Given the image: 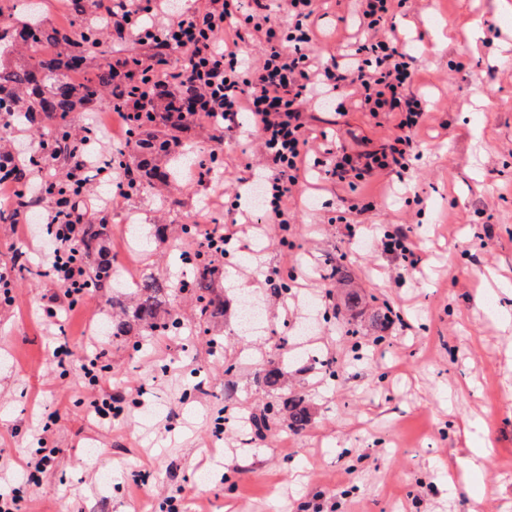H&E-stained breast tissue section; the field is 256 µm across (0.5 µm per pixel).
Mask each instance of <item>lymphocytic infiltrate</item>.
Wrapping results in <instances>:
<instances>
[{
  "mask_svg": "<svg viewBox=\"0 0 512 512\" xmlns=\"http://www.w3.org/2000/svg\"><path fill=\"white\" fill-rule=\"evenodd\" d=\"M355 22L366 36L344 53L321 65L307 25L315 0H288L292 24L281 30L271 20L269 0H210L208 6L182 13L176 21L130 31L136 14H149L155 0H97L99 11L112 19L116 41L135 36L163 53L183 50L185 67L167 79L179 95L191 96L189 120L212 129H237L241 114H250L258 132L259 168L270 170V210L274 221L312 167H323L327 179L351 183L386 170L406 169L426 104L411 87L418 74L413 56L386 23L396 0H357ZM265 41L259 60L243 57L249 34ZM153 65L121 66L118 79L132 92L119 117L126 126L143 127L155 113L144 111L137 87L153 82ZM335 103L337 113L356 107L372 116L393 120L395 132L379 148L357 154L315 143L309 134L306 110L313 96ZM84 214L74 204L56 203L50 215L49 271L67 300L68 309L87 306L82 267L74 257Z\"/></svg>",
  "mask_w": 512,
  "mask_h": 512,
  "instance_id": "1",
  "label": "lymphocytic infiltrate"
}]
</instances>
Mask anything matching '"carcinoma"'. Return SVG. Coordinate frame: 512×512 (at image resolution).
Returning a JSON list of instances; mask_svg holds the SVG:
<instances>
[{
  "instance_id": "cac0c4a2",
  "label": "carcinoma",
  "mask_w": 512,
  "mask_h": 512,
  "mask_svg": "<svg viewBox=\"0 0 512 512\" xmlns=\"http://www.w3.org/2000/svg\"><path fill=\"white\" fill-rule=\"evenodd\" d=\"M22 6L20 0H3L0 3V56L10 52L16 44L25 47L24 62L15 66L0 63V126L14 129L15 121L22 118L48 144L51 160L62 166L73 167L85 150L84 144H75L69 130L70 112L76 105L100 101L112 109L123 107L127 89L118 85L112 63V32L110 23L102 17L83 20V31L76 35L65 23L50 30L40 20L29 21L19 28L14 27V12ZM99 48L98 61L93 75L75 83L67 72L80 68L86 61L81 47ZM188 123L162 116L161 127L152 132V140L138 133L127 138L119 161L128 166L135 189L139 190L155 182L167 183L178 177L172 168H161L144 157L147 150L166 154L176 143L179 133ZM102 224L94 213L86 217L84 232L80 239V255L89 288L112 287V272L100 264L99 239ZM216 251H198L188 257L193 265L194 277L182 287L193 288L195 300V335L208 332L206 325L211 319L224 314L227 301L216 292L214 271ZM171 285L164 279L150 275L142 278L128 303L110 318L109 331L118 340L135 330L151 333H173L180 325L178 314L172 309L162 308L164 295H169ZM288 374V363L272 364L257 375V382L269 391L281 388ZM284 413L288 428L299 432L311 422V412L305 399L293 395L275 404H269L254 415L251 424L257 437L263 438L279 425V413Z\"/></svg>"
}]
</instances>
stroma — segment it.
Listing matches in <instances>:
<instances>
[{"label": "stroma", "instance_id": "stroma-1", "mask_svg": "<svg viewBox=\"0 0 512 512\" xmlns=\"http://www.w3.org/2000/svg\"><path fill=\"white\" fill-rule=\"evenodd\" d=\"M354 7L321 0L311 23L322 61L356 36ZM472 17L482 21L476 39L464 30ZM393 22L417 60L412 91L431 109L404 174L353 190L310 173L288 200V225L267 223L265 211L239 205L255 162L247 118L225 134L210 176L180 175L102 213L100 246L116 252L115 266L174 282L185 276L174 254L192 250L182 221L199 214L235 225L216 280L230 301L260 299L264 320L254 330L241 331L230 309L212 323V340L190 348L167 334L143 349L132 336L116 343L88 332L108 310V288L54 324L44 308L61 288L44 275L41 243L54 202L41 200L33 243L11 210L0 211V268L15 277L12 300L0 296V491L16 494L25 512H151L170 496L177 512H224L230 502L237 512H301L307 501L323 512H472L484 479L463 485L460 470L488 440L483 470L500 491L485 512H512V328L497 327L475 302L484 279L512 281V21L499 0H408ZM308 113L312 135L352 153L393 130L355 109L341 116L312 105ZM356 196L381 205L348 211ZM402 221L422 258L403 274L379 246ZM160 224L161 238L152 234ZM335 263L364 298L341 320L333 309L347 290L331 275ZM292 273L297 296H277L266 283ZM308 297L320 311L302 340L337 374L304 358L290 364L284 390L306 398L311 422L258 438L249 418L276 396L255 374L279 356ZM389 308L401 323L377 331L374 316ZM63 339L81 358L106 349L98 385L73 362L57 364ZM108 392L123 411L102 425L86 409ZM41 445L51 454L31 483L19 469Z\"/></svg>", "mask_w": 512, "mask_h": 512}]
</instances>
